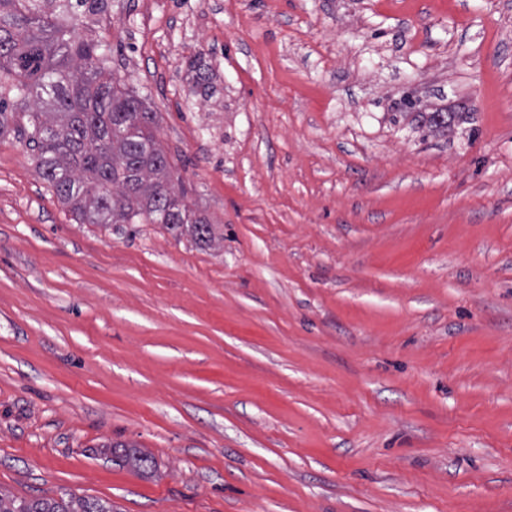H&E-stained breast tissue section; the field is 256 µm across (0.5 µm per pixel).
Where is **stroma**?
Returning <instances> with one entry per match:
<instances>
[{"mask_svg":"<svg viewBox=\"0 0 512 512\" xmlns=\"http://www.w3.org/2000/svg\"><path fill=\"white\" fill-rule=\"evenodd\" d=\"M71 25L157 113L214 241L78 223L0 136V488L512 512V0H105ZM123 448V446H119ZM126 448V447H124ZM120 449L118 446H112V462H116L119 465H132L135 468L143 472H147L146 470H150L151 467L148 466V462H151L148 456L140 451L131 452L127 449Z\"/></svg>","mask_w":512,"mask_h":512,"instance_id":"35a3bbf8","label":"stroma"}]
</instances>
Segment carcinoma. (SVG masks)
<instances>
[{"label":"carcinoma","instance_id":"obj_1","mask_svg":"<svg viewBox=\"0 0 512 512\" xmlns=\"http://www.w3.org/2000/svg\"><path fill=\"white\" fill-rule=\"evenodd\" d=\"M54 0H0V135L37 150L43 179L81 224H161L199 245L206 216L175 190L157 139V113L106 69L99 41L52 18ZM112 461L150 469L146 454L112 447ZM0 512H112L101 499L19 498L0 491Z\"/></svg>","mask_w":512,"mask_h":512}]
</instances>
